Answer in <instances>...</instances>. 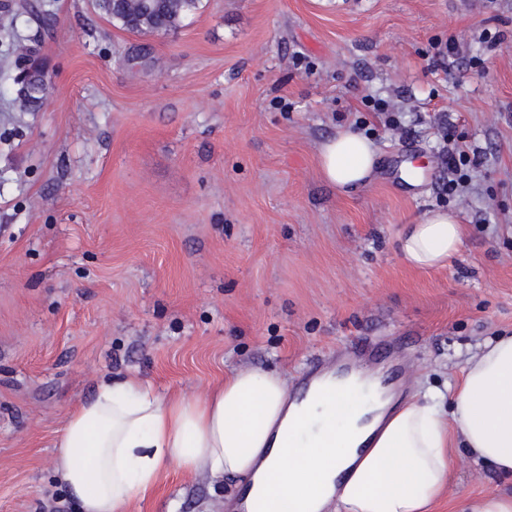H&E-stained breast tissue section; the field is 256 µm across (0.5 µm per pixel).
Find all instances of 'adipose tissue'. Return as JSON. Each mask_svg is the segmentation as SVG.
I'll return each instance as SVG.
<instances>
[{"label": "adipose tissue", "mask_w": 512, "mask_h": 512, "mask_svg": "<svg viewBox=\"0 0 512 512\" xmlns=\"http://www.w3.org/2000/svg\"><path fill=\"white\" fill-rule=\"evenodd\" d=\"M324 180L343 193L372 181L379 151L344 128L318 148ZM463 229L448 211L404 225L403 260L448 265ZM296 402L284 375L245 368L192 396L168 397L138 375L102 383L57 436L54 472L76 512H127L168 466L214 479L248 478L240 512H429L453 470L450 435L475 462L512 476V335L468 360L442 413L433 396L402 400L361 371L320 379Z\"/></svg>", "instance_id": "1"}]
</instances>
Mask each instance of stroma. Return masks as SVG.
<instances>
[{
    "mask_svg": "<svg viewBox=\"0 0 512 512\" xmlns=\"http://www.w3.org/2000/svg\"><path fill=\"white\" fill-rule=\"evenodd\" d=\"M15 2L0 0V512H73L52 445L103 380L188 395L255 367L293 391L363 340L406 398L447 391L512 332V0H201L161 35L93 0H36L50 29ZM26 48L48 79L33 110ZM345 126L380 153L349 195L317 164ZM462 151L471 183L451 197ZM437 209L458 212L460 251L411 268L401 229ZM453 454L431 512L512 492ZM245 484L171 468L128 512H227Z\"/></svg>",
    "mask_w": 512,
    "mask_h": 512,
    "instance_id": "obj_1",
    "label": "stroma"
}]
</instances>
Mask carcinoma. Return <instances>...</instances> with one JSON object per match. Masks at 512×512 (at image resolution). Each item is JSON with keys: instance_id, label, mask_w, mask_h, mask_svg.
Wrapping results in <instances>:
<instances>
[{"instance_id": "obj_1", "label": "carcinoma", "mask_w": 512, "mask_h": 512, "mask_svg": "<svg viewBox=\"0 0 512 512\" xmlns=\"http://www.w3.org/2000/svg\"><path fill=\"white\" fill-rule=\"evenodd\" d=\"M199 0H95L121 28L137 33L170 32L198 8Z\"/></svg>"}]
</instances>
